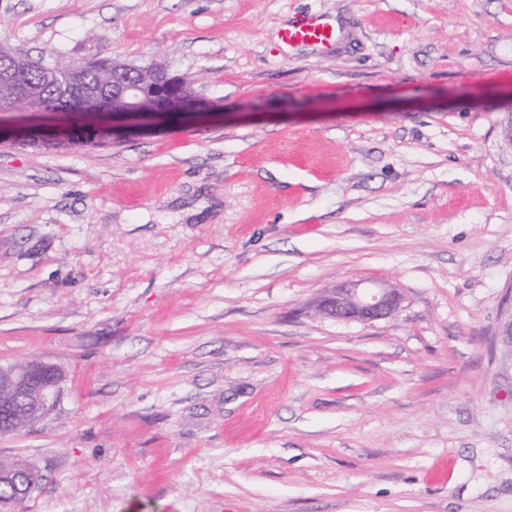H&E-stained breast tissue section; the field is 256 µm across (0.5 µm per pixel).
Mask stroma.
Listing matches in <instances>:
<instances>
[{"label": "stroma", "mask_w": 512, "mask_h": 512, "mask_svg": "<svg viewBox=\"0 0 512 512\" xmlns=\"http://www.w3.org/2000/svg\"><path fill=\"white\" fill-rule=\"evenodd\" d=\"M0 45L218 106L0 143V365L64 375L19 512H512V0H0ZM349 281L398 313H313ZM278 38L286 46L306 45L327 51L336 41V25L326 13H311L299 21L283 25Z\"/></svg>", "instance_id": "obj_1"}]
</instances>
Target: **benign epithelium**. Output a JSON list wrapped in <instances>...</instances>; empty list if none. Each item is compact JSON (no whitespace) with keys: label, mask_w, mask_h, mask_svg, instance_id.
Segmentation results:
<instances>
[{"label":"benign epithelium","mask_w":512,"mask_h":512,"mask_svg":"<svg viewBox=\"0 0 512 512\" xmlns=\"http://www.w3.org/2000/svg\"><path fill=\"white\" fill-rule=\"evenodd\" d=\"M28 59L21 54L0 56V116L16 111L13 99L19 94L29 100L44 95V85L23 83L21 76L26 71ZM154 75L146 81H137L132 70L123 67L112 68L110 85L112 103H104L98 91H92L85 84L82 70L76 68L69 76L71 98L79 101L86 115H110L108 124H92V129H103L115 141L132 124L146 128L149 116L157 112H204L214 109V104L198 95L192 96L190 107L181 105V90L187 83L179 76L171 75L161 66H152ZM403 297L399 290L389 283L350 282L323 292L315 304L317 314L348 322L371 324L392 317L399 310ZM62 373L53 365L42 362L17 363L0 366V433L14 429L17 413L25 408L33 420H39L53 405L57 396ZM31 477L17 487L10 498H0V512H16V509L37 488L32 481L41 475L39 468L20 459L6 471H0V484L10 483L15 476Z\"/></svg>","instance_id":"1"}]
</instances>
